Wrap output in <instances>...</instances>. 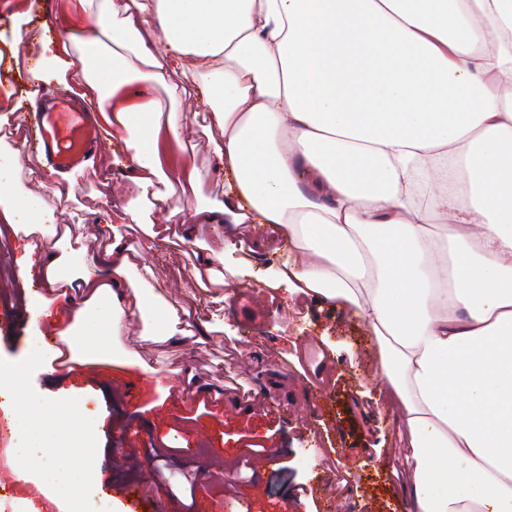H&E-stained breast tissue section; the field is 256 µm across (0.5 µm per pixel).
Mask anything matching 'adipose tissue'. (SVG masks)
I'll use <instances>...</instances> for the list:
<instances>
[{
	"label": "adipose tissue",
	"mask_w": 512,
	"mask_h": 512,
	"mask_svg": "<svg viewBox=\"0 0 512 512\" xmlns=\"http://www.w3.org/2000/svg\"><path fill=\"white\" fill-rule=\"evenodd\" d=\"M54 12L57 79L125 152L138 188L101 228L109 249L87 257L24 187L72 180L56 141L27 171L0 138V221L42 308L72 290L61 336L92 357L133 319L181 335L148 260L178 238L205 252L199 288L252 278L363 319L405 433L410 512H512V0H96L91 14ZM194 94L229 177L218 206L203 201L208 165L178 151ZM153 212L182 215L178 231ZM283 248L265 272L261 259Z\"/></svg>",
	"instance_id": "ef3b65f1"
}]
</instances>
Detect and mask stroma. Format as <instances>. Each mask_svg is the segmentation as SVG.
<instances>
[{
  "mask_svg": "<svg viewBox=\"0 0 512 512\" xmlns=\"http://www.w3.org/2000/svg\"><path fill=\"white\" fill-rule=\"evenodd\" d=\"M57 38L62 27L52 0H0V49L16 31ZM52 100L53 129L62 143L91 138L93 120H82L58 82L44 86ZM29 104L0 97V116L23 125L24 168L41 165L40 138L46 128L30 123ZM41 194L55 206L60 224L82 226L89 254L109 244L100 235L115 206L133 200L136 186L119 164L86 166L76 184L51 183ZM19 254L0 245V315L11 318L0 332V359L23 354L32 332L28 309L41 292L26 282ZM162 294L185 311L186 335L167 341L143 339L140 322L128 324L112 339V358L75 361L58 368L54 390L63 398L84 400L102 423L106 438L97 466L95 496L104 508L120 501L137 512H218L232 501L234 512H334L344 501L349 512H407L404 483L406 450L402 430L378 403L380 380L370 364L375 341L363 320L339 307L286 306L265 287L253 293L265 299L258 316L238 315V289L223 302L192 288L194 256L189 246L172 241L150 256ZM327 357L331 383L308 389L304 342ZM248 397L253 413L238 410ZM173 448L153 456L155 440ZM270 448L269 457L244 458L246 445ZM334 456H325V449ZM172 473H218L222 483L199 488L195 499L158 486L155 469Z\"/></svg>",
  "mask_w": 512,
  "mask_h": 512,
  "instance_id": "stroma-1",
  "label": "stroma"
}]
</instances>
